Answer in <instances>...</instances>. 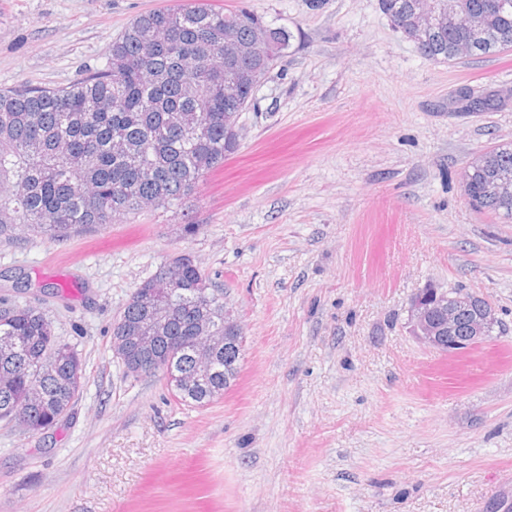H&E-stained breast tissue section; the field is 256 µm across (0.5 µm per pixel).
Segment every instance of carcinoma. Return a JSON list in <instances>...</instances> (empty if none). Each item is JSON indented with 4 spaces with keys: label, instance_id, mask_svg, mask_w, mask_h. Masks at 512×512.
Returning a JSON list of instances; mask_svg holds the SVG:
<instances>
[{
    "label": "carcinoma",
    "instance_id": "carcinoma-1",
    "mask_svg": "<svg viewBox=\"0 0 512 512\" xmlns=\"http://www.w3.org/2000/svg\"><path fill=\"white\" fill-rule=\"evenodd\" d=\"M416 0H381L382 12L420 53L453 62L464 55L504 52L501 34L512 36V0L488 14L491 0H462L478 27L471 48L450 26L415 36L410 29ZM262 17L241 9L223 12L201 3L144 13L112 41L102 69L65 86H21L0 91V242L16 228L48 242L136 217L145 210L182 207L199 179L224 165L239 146L240 112L254 98L250 81L233 95L228 82L268 72V60L281 56L291 34L266 26L267 41L256 54L225 57L224 31L240 47L253 46ZM500 170L512 172V142L498 144L468 164L462 175L472 207L507 218L512 189L497 184ZM157 293L175 308L169 320L152 322L138 301ZM204 316L214 336L224 335V296L211 288L196 265H182L143 280L131 294L112 336H136L152 325L155 353L175 376L191 370L204 345L194 331ZM242 350L216 352L209 374L174 395L202 408L222 397L239 373ZM84 362L74 346L57 336L45 310L0 297V423L20 414L32 432L53 427L71 410L82 387Z\"/></svg>",
    "mask_w": 512,
    "mask_h": 512
}]
</instances>
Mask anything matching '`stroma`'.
Listing matches in <instances>:
<instances>
[{
  "instance_id": "obj_1",
  "label": "stroma",
  "mask_w": 512,
  "mask_h": 512,
  "mask_svg": "<svg viewBox=\"0 0 512 512\" xmlns=\"http://www.w3.org/2000/svg\"><path fill=\"white\" fill-rule=\"evenodd\" d=\"M180 0H0V89L63 86L139 14ZM290 31L238 151L187 208L79 237L0 243V296L45 308L85 378L68 416L0 424V512H485L512 500V222L462 174L512 142V52L430 61L379 0H203ZM198 225L190 235L186 225ZM189 255L243 328L239 378L204 408L126 376L112 326ZM61 285L62 295L44 293ZM486 297L503 324L456 355L410 334L422 288Z\"/></svg>"
}]
</instances>
